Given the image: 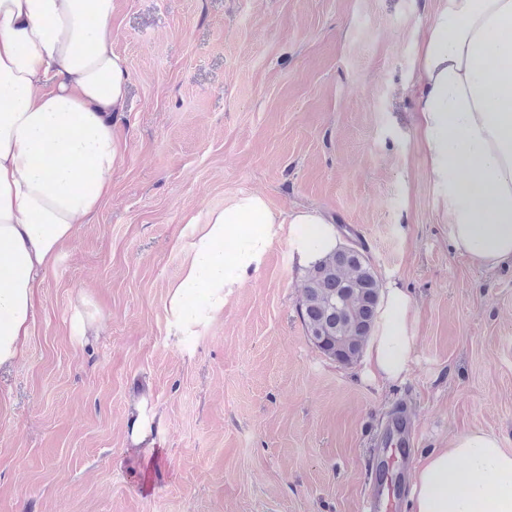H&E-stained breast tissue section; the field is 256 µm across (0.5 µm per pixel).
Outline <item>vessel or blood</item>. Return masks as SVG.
<instances>
[{
    "label": "vessel or blood",
    "instance_id": "obj_1",
    "mask_svg": "<svg viewBox=\"0 0 512 512\" xmlns=\"http://www.w3.org/2000/svg\"><path fill=\"white\" fill-rule=\"evenodd\" d=\"M413 425L403 412L394 413L386 422L374 454L373 491L365 503L366 512H403L406 491L396 471L413 444Z\"/></svg>",
    "mask_w": 512,
    "mask_h": 512
}]
</instances>
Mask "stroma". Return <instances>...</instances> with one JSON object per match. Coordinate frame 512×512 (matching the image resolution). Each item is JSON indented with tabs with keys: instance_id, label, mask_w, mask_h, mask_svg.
<instances>
[{
	"instance_id": "obj_1",
	"label": "stroma",
	"mask_w": 512,
	"mask_h": 512,
	"mask_svg": "<svg viewBox=\"0 0 512 512\" xmlns=\"http://www.w3.org/2000/svg\"><path fill=\"white\" fill-rule=\"evenodd\" d=\"M445 0H114L131 80L112 195L45 276L24 359L0 370V512H362L397 403L414 447L473 429L512 452V264L448 248L410 92ZM259 193L323 210L414 301L409 371L366 382L309 339L305 269L275 225L200 335L168 331L192 227ZM88 308L98 335L80 338ZM142 416L158 451L132 454Z\"/></svg>"
}]
</instances>
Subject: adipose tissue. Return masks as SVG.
I'll use <instances>...</instances> for the list:
<instances>
[{
  "instance_id": "obj_1",
  "label": "adipose tissue",
  "mask_w": 512,
  "mask_h": 512,
  "mask_svg": "<svg viewBox=\"0 0 512 512\" xmlns=\"http://www.w3.org/2000/svg\"><path fill=\"white\" fill-rule=\"evenodd\" d=\"M113 0H0V368L20 362L35 294L80 222L112 191L120 155L112 116L130 81L108 36ZM418 129L448 200L451 251L493 270L512 263V0H446L427 23ZM288 223L303 266L340 244L319 209L283 214L258 193L208 212L166 310L174 335H199L226 289L257 270L273 225ZM233 239L225 251V239ZM413 299L388 282L366 345V375L409 370ZM411 512H512V452L481 429L414 468Z\"/></svg>"
}]
</instances>
